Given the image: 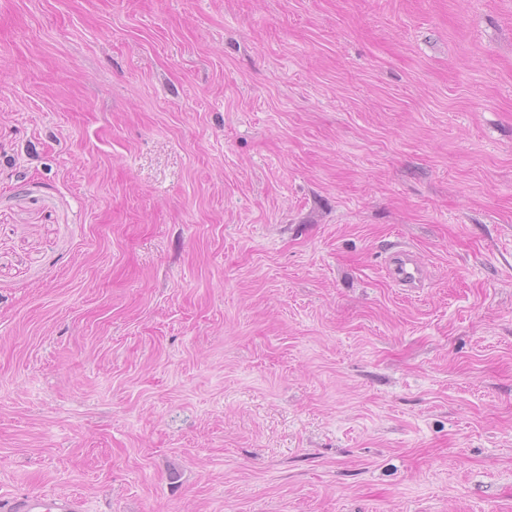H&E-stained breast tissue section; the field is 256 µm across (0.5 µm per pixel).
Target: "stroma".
Returning <instances> with one entry per match:
<instances>
[{"label":"stroma","mask_w":512,"mask_h":512,"mask_svg":"<svg viewBox=\"0 0 512 512\" xmlns=\"http://www.w3.org/2000/svg\"><path fill=\"white\" fill-rule=\"evenodd\" d=\"M29 491L512 512V0H0ZM388 276L401 288H420L425 281L422 266L408 249L397 246L386 262Z\"/></svg>","instance_id":"stroma-1"}]
</instances>
